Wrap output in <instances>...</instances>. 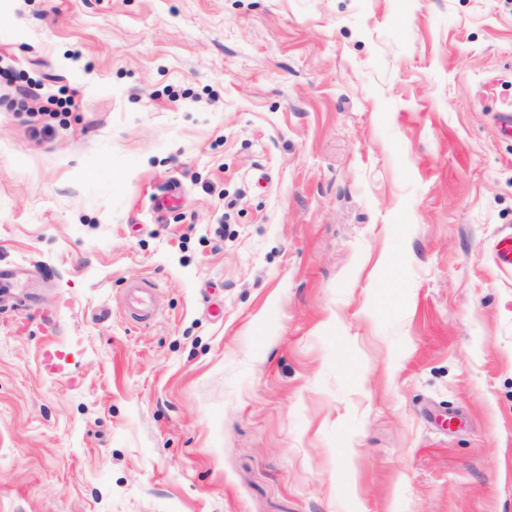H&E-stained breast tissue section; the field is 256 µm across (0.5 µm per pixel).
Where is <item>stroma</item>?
<instances>
[{"instance_id":"obj_1","label":"stroma","mask_w":512,"mask_h":512,"mask_svg":"<svg viewBox=\"0 0 512 512\" xmlns=\"http://www.w3.org/2000/svg\"><path fill=\"white\" fill-rule=\"evenodd\" d=\"M508 101L512 0H0V512H512ZM157 286L151 280H142L132 286L127 296L126 309L131 316L148 318L157 294Z\"/></svg>"}]
</instances>
